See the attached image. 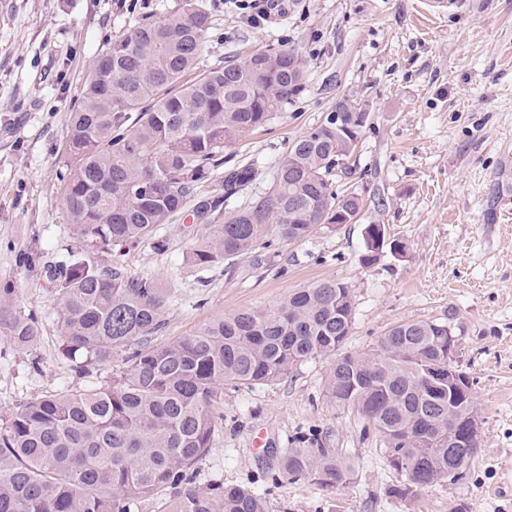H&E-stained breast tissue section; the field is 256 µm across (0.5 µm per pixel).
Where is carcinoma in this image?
I'll list each match as a JSON object with an SVG mask.
<instances>
[{"label":"carcinoma","mask_w":512,"mask_h":512,"mask_svg":"<svg viewBox=\"0 0 512 512\" xmlns=\"http://www.w3.org/2000/svg\"><path fill=\"white\" fill-rule=\"evenodd\" d=\"M211 17L197 0L155 23H139L97 57L71 113L62 195L74 247L48 268L61 304L63 353L79 375L115 355L125 361L112 385L63 391L18 406L0 431V512H131L138 500L169 491L160 512H267L264 497L234 485L199 486L194 468L211 448L214 403L224 386L280 380L308 359L332 356L352 329L348 286L323 281L277 306L228 314L173 344L154 348L170 296L151 276L132 277L102 261L117 247L154 239L186 211L207 235L189 251L199 268L232 262L269 235L302 241L336 224L334 176L354 146L325 116L295 139L274 166L268 191L248 194L251 163L224 166V149L267 125L301 90L305 64L295 49L254 51L221 67H201ZM341 163H336V160ZM220 173V192L204 184ZM446 321L397 324L370 353L345 354L326 389L357 408L380 432L390 466L404 476L395 495L447 479L448 458L465 471L480 442L450 448L451 419L474 401L448 404ZM0 332L23 347L39 334L36 318L0 298ZM284 477L323 487L349 471L329 448H292Z\"/></svg>","instance_id":"obj_1"}]
</instances>
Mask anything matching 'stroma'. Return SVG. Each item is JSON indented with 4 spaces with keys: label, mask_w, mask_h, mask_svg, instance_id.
<instances>
[{
    "label": "stroma",
    "mask_w": 512,
    "mask_h": 512,
    "mask_svg": "<svg viewBox=\"0 0 512 512\" xmlns=\"http://www.w3.org/2000/svg\"><path fill=\"white\" fill-rule=\"evenodd\" d=\"M180 0H0V288L33 315L40 335L17 347L0 335V424L15 407L59 392L111 385L121 356L77 377L62 352L60 305L45 267L64 260L71 226L60 189L68 119L93 61L112 38L155 22ZM212 17L204 65L271 47L306 62L300 92L270 124L224 151L253 163L254 193L268 190L293 139L347 98L370 120L336 187L363 199L354 224L305 240L259 244L233 269L197 268L187 254L204 233L191 218L115 257L170 293L163 346L227 314L282 304L324 280L347 285L354 319L343 353L375 350L395 324L449 318L481 419L466 477L409 499L380 434L325 387L331 360L311 359L279 381L225 388L213 412L211 449L198 485H239L265 496L267 512H512V218L494 215L500 153L512 142V0H284L270 24L250 26L229 0H199ZM387 227L403 253L362 265L364 230ZM335 449L347 484L325 488L281 478L279 451L312 441Z\"/></svg>",
    "instance_id": "obj_1"
}]
</instances>
